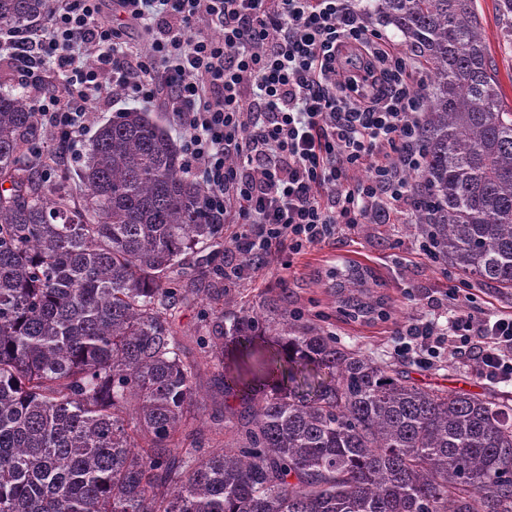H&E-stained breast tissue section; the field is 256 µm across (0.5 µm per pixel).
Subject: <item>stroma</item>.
Here are the masks:
<instances>
[{"instance_id":"1","label":"stroma","mask_w":512,"mask_h":512,"mask_svg":"<svg viewBox=\"0 0 512 512\" xmlns=\"http://www.w3.org/2000/svg\"><path fill=\"white\" fill-rule=\"evenodd\" d=\"M484 16L483 37L488 56L497 70L505 106L512 107V41L507 22L496 12L495 0H479ZM132 101L115 96L113 102L92 106L82 136L71 146L64 172L75 175L80 168L97 127L120 109H131ZM420 232L405 223L361 224L340 231L335 240L307 249L305 254L289 258L287 253L268 257L256 272L225 282L201 279L194 263H187L178 279L188 297L173 311L171 324L183 345V358L195 364L193 387L197 407L182 433L195 440L200 452H219L224 446V394L218 380L224 367H236L239 353L229 347L223 362L204 359L197 336L205 317H216L223 302L214 300L215 292L231 287L240 300L259 303L267 300L282 309L301 312L305 320L336 336L345 346L365 351L386 362H395L406 371L410 381L425 389H454L483 395L505 392L512 395V379L479 377L473 363L459 359L453 351L435 358L431 365L419 363L415 354L400 351L403 339L399 328L418 319L436 322L447 332L448 321L456 305L469 307L486 317L512 314V293L476 282L461 287L460 278L447 264L432 261L421 251ZM350 259L370 267L377 289L389 298L386 317L373 321H351L337 311L336 297L327 288V274L337 260Z\"/></svg>"}]
</instances>
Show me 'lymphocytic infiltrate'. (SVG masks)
Segmentation results:
<instances>
[{
	"mask_svg": "<svg viewBox=\"0 0 512 512\" xmlns=\"http://www.w3.org/2000/svg\"><path fill=\"white\" fill-rule=\"evenodd\" d=\"M112 8L122 25L104 18L100 0H52L42 24L0 26V57L63 149L113 91L174 112L185 173L203 186L213 223L238 225L229 247L249 259L225 264V276L412 207L406 174L425 159L412 58L387 51L355 0H112ZM132 26L147 52L129 47ZM349 46L369 56L371 101L338 67ZM50 64L61 76L52 87ZM365 163L370 176L351 181ZM449 329L479 375L512 378V315L458 309Z\"/></svg>",
	"mask_w": 512,
	"mask_h": 512,
	"instance_id": "f902f5d3",
	"label": "lymphocytic infiltrate"
}]
</instances>
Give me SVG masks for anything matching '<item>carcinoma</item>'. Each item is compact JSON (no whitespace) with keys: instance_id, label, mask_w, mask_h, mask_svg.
<instances>
[{"instance_id":"1","label":"carcinoma","mask_w":512,"mask_h":512,"mask_svg":"<svg viewBox=\"0 0 512 512\" xmlns=\"http://www.w3.org/2000/svg\"><path fill=\"white\" fill-rule=\"evenodd\" d=\"M51 0H0V26ZM430 66L427 161L408 174L411 226L465 280L512 290V108H503L476 0H376ZM36 114L0 93V512H512V404L428 390L395 364L224 289L205 357L274 333L272 383L224 404V449L179 434L194 366L170 324L174 270L220 244L204 189L150 113L99 126L76 173L29 162ZM340 311L386 314L370 268L328 275Z\"/></svg>"}]
</instances>
